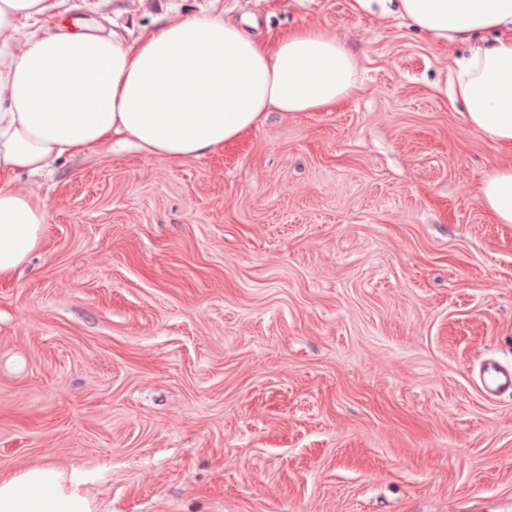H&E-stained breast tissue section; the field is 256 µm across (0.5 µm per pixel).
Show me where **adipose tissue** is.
I'll return each mask as SVG.
<instances>
[{
    "label": "adipose tissue",
    "instance_id": "adipose-tissue-1",
    "mask_svg": "<svg viewBox=\"0 0 512 512\" xmlns=\"http://www.w3.org/2000/svg\"><path fill=\"white\" fill-rule=\"evenodd\" d=\"M63 0H0V278L40 246L48 198L31 179L92 146H131L174 164L223 150L271 112H320L358 88L347 41L313 25L254 34V18L203 13L146 37L49 29ZM445 43L472 42L453 98L504 152L481 193L512 224V0H355ZM0 512H96L52 464L0 480Z\"/></svg>",
    "mask_w": 512,
    "mask_h": 512
}]
</instances>
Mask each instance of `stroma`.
<instances>
[{"label":"stroma","mask_w":512,"mask_h":512,"mask_svg":"<svg viewBox=\"0 0 512 512\" xmlns=\"http://www.w3.org/2000/svg\"><path fill=\"white\" fill-rule=\"evenodd\" d=\"M127 38L205 11L345 37L361 82L174 165L66 160L0 279V479L73 473L97 512H512V224L502 150L445 46L354 0H64ZM479 381L486 397L499 398L507 393L512 394V366L496 359H487L480 368Z\"/></svg>","instance_id":"1"}]
</instances>
